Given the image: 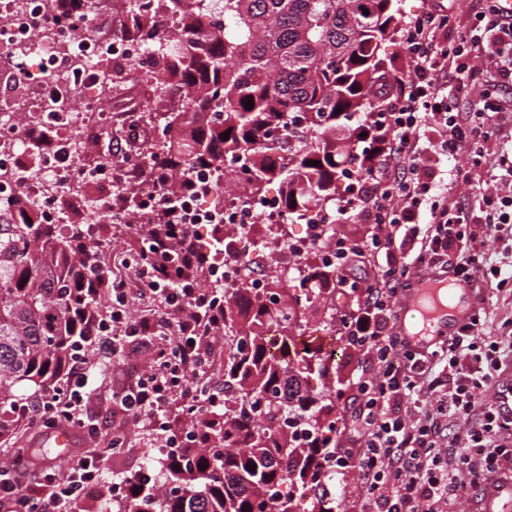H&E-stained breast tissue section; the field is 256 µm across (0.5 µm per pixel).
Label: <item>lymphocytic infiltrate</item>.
I'll return each instance as SVG.
<instances>
[{"label": "lymphocytic infiltrate", "instance_id": "f902f5d3", "mask_svg": "<svg viewBox=\"0 0 512 512\" xmlns=\"http://www.w3.org/2000/svg\"><path fill=\"white\" fill-rule=\"evenodd\" d=\"M481 3L470 28L449 43L438 39L452 18L446 0H434L404 22L410 72L376 107L380 136L370 164L358 172V198L338 199L320 218L340 224L357 210L372 226L364 238L337 240L335 287H356L357 269L369 262L377 274L363 303L341 318L347 344L364 351L371 369L354 381L350 406L333 427L341 444L324 462L355 473L366 512H456L470 490L512 482V416H502L485 396L506 354L498 338L479 331L487 309L479 308L455 336L424 354L408 350L394 329L397 300L412 269H445L489 292L512 286V271L495 266L484 248L488 231L512 233V168L487 177L478 166L504 118L497 90L512 88V0ZM464 100L470 105L465 112ZM430 127L439 134L441 155L465 153L470 164L435 173L423 141ZM459 187L472 204L454 198ZM195 188L189 177L169 193L168 230L161 237L146 233L133 277L103 267L91 271L92 279L109 284L111 299L105 314L85 312L90 334L84 343L97 353L119 356L126 338L150 343V360L139 363L112 396L130 418L149 419L152 442L165 448L196 441L198 413L224 407L221 393H194L187 385L224 333V285L205 288L198 279L224 263V236L214 234L203 247L194 230L176 221ZM135 288L158 299L164 316L132 321ZM87 362V354L73 351L62 380L21 404L20 418L42 432L64 425L80 436L96 435L88 415ZM174 408L188 436L173 429ZM28 459L21 452L0 472L5 512H76L90 493L103 489L123 502L152 485L146 471L103 484L95 455L77 456L64 474L29 468Z\"/></svg>", "mask_w": 512, "mask_h": 512}]
</instances>
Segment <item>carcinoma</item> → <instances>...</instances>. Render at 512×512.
Segmentation results:
<instances>
[{"label": "carcinoma", "mask_w": 512, "mask_h": 512, "mask_svg": "<svg viewBox=\"0 0 512 512\" xmlns=\"http://www.w3.org/2000/svg\"><path fill=\"white\" fill-rule=\"evenodd\" d=\"M126 2L120 35L146 44L153 71L132 64L125 78L153 76L161 101L175 78L187 95L180 112L151 105L137 113L152 133L137 154L143 173L206 168L221 177L228 158L236 167L226 198L260 194L276 179L303 180L299 194L280 196L288 223L303 224L313 204L336 196L344 159H370L363 112L390 89L379 46L394 30L395 0H222L218 10L209 0ZM83 241L79 226L15 218L0 204V437L13 433L16 385L42 389L61 375L76 337L88 335L79 312L103 301L72 264ZM320 252L309 251L315 264L290 285L273 276L280 306L271 298L249 303L252 323L285 322L279 351L293 357L287 382L268 338L235 315L247 289H224V412L201 415L203 446L183 449L179 462L153 475L170 491L131 500L124 512H298L334 445L316 400L293 404L283 393L322 374L330 359L320 348H299L292 333L314 304L317 282L334 275ZM285 416L315 441L300 447L279 436ZM282 485L295 493L275 494Z\"/></svg>", "instance_id": "carcinoma-1"}]
</instances>
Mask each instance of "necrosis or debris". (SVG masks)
I'll return each mask as SVG.
<instances>
[{
    "label": "necrosis or debris",
    "mask_w": 512,
    "mask_h": 512,
    "mask_svg": "<svg viewBox=\"0 0 512 512\" xmlns=\"http://www.w3.org/2000/svg\"><path fill=\"white\" fill-rule=\"evenodd\" d=\"M50 0H0V61L20 59L24 73L8 69L16 92L0 96V201L14 212L34 213L42 224L65 223V194L89 189L103 208L86 212L82 223L88 241H97L102 227L139 224L159 210L163 199L143 191L136 197L135 212L115 206L113 200L125 186L100 136L112 122L110 89L115 66L136 62L149 67L143 44L102 32L98 38H80L68 16L56 17L45 29L35 25L48 15ZM57 74L47 82V74ZM37 125L52 147L39 153L36 168L24 160L21 141L30 125ZM197 191L185 200L182 221L191 227L234 228L231 262L216 267L215 278L225 286L246 284L252 293L271 292L269 271H293L311 243L324 239L325 227L307 225L304 235L290 245L278 239L286 220L279 195H243L215 204L222 185L214 174L198 171Z\"/></svg>",
    "instance_id": "1"
}]
</instances>
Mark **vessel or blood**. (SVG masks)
<instances>
[{
    "label": "vessel or blood",
    "instance_id": "vessel-or-blood-1",
    "mask_svg": "<svg viewBox=\"0 0 512 512\" xmlns=\"http://www.w3.org/2000/svg\"><path fill=\"white\" fill-rule=\"evenodd\" d=\"M482 288L473 280H452L427 271L413 279L397 305L395 327L407 348L424 353L455 336L481 305Z\"/></svg>",
    "mask_w": 512,
    "mask_h": 512
}]
</instances>
